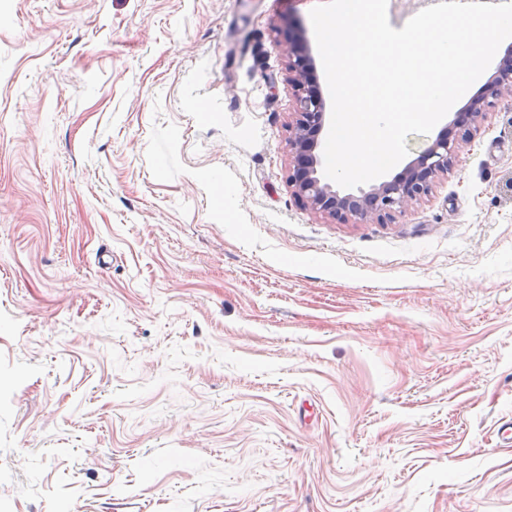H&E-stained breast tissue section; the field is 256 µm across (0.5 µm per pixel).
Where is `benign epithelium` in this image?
<instances>
[{"label": "benign epithelium", "instance_id": "obj_1", "mask_svg": "<svg viewBox=\"0 0 512 512\" xmlns=\"http://www.w3.org/2000/svg\"><path fill=\"white\" fill-rule=\"evenodd\" d=\"M292 35L285 49L288 85L295 97L294 120L288 124V149L294 159L288 184L295 196L314 213L346 224L382 222L402 213L428 196L436 178L448 173L457 157L458 145L444 134L424 148L415 160L393 178L370 185L358 195L337 191L321 180L314 150L326 123V100L311 84L313 58L305 32L288 21ZM512 101V50L485 84L483 93L471 99L464 112L469 128L462 138L470 137V128L482 123L490 109L500 102Z\"/></svg>", "mask_w": 512, "mask_h": 512}]
</instances>
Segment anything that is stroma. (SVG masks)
Masks as SVG:
<instances>
[{"mask_svg": "<svg viewBox=\"0 0 512 512\" xmlns=\"http://www.w3.org/2000/svg\"><path fill=\"white\" fill-rule=\"evenodd\" d=\"M318 0H0L7 512H512V103L384 223L288 185Z\"/></svg>", "mask_w": 512, "mask_h": 512, "instance_id": "1", "label": "stroma"}]
</instances>
